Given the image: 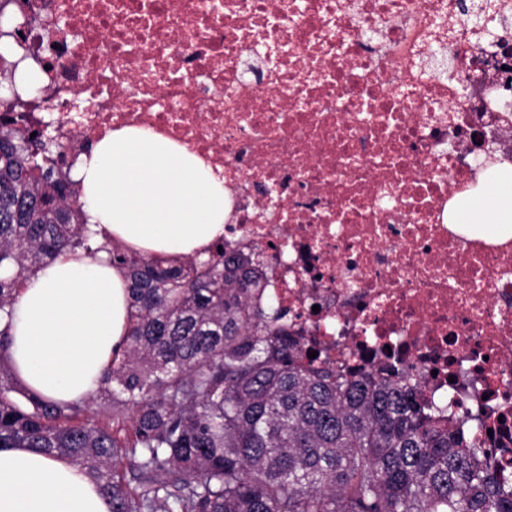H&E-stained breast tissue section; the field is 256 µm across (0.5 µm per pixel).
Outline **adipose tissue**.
Returning <instances> with one entry per match:
<instances>
[{"instance_id":"ef3b65f1","label":"adipose tissue","mask_w":512,"mask_h":512,"mask_svg":"<svg viewBox=\"0 0 512 512\" xmlns=\"http://www.w3.org/2000/svg\"><path fill=\"white\" fill-rule=\"evenodd\" d=\"M93 230L144 254L205 255L224 232V180L186 147L124 128L90 144L73 171ZM471 210L465 233L512 239V174ZM126 285L106 254L67 252L40 269L14 304L9 357L34 392L64 402L92 394L126 332ZM0 512H110L85 471L29 448H0Z\"/></svg>"}]
</instances>
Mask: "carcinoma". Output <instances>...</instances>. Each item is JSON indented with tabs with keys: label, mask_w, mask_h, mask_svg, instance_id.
<instances>
[{
	"label": "carcinoma",
	"mask_w": 512,
	"mask_h": 512,
	"mask_svg": "<svg viewBox=\"0 0 512 512\" xmlns=\"http://www.w3.org/2000/svg\"><path fill=\"white\" fill-rule=\"evenodd\" d=\"M59 149L0 121V448L85 469L112 512H512L494 442L403 378L314 364L224 242L203 261L95 244ZM76 249L106 251L127 285L125 346L95 391L131 415L123 440L29 390L7 357L22 282Z\"/></svg>",
	"instance_id": "1"
}]
</instances>
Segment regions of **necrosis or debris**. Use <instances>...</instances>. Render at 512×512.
<instances>
[{"mask_svg": "<svg viewBox=\"0 0 512 512\" xmlns=\"http://www.w3.org/2000/svg\"><path fill=\"white\" fill-rule=\"evenodd\" d=\"M0 117L64 146L152 130L223 176L259 305L330 368L477 414L512 455V240L455 230L512 162V0H16Z\"/></svg>", "mask_w": 512, "mask_h": 512, "instance_id": "4bbe7bcc", "label": "necrosis or debris"}]
</instances>
